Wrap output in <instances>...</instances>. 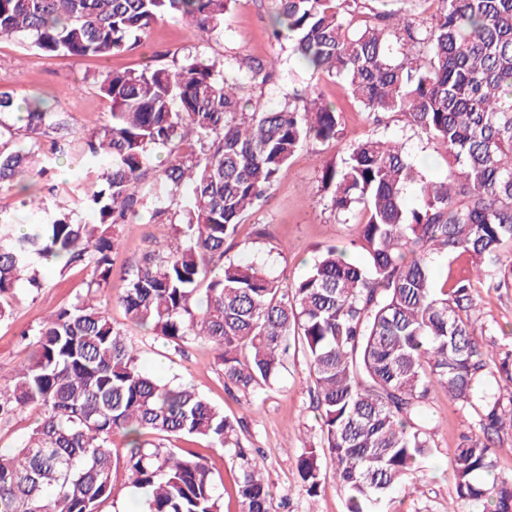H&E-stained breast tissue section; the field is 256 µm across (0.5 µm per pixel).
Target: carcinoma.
Returning <instances> with one entry per match:
<instances>
[{
    "label": "carcinoma",
    "instance_id": "carcinoma-1",
    "mask_svg": "<svg viewBox=\"0 0 512 512\" xmlns=\"http://www.w3.org/2000/svg\"><path fill=\"white\" fill-rule=\"evenodd\" d=\"M237 2L0 0V39L108 59L166 17L188 21L207 41ZM405 2L275 0L270 36L288 41L311 82L273 109L245 111L242 86L199 53L97 73L112 122L87 137L74 136L44 101L20 105L0 89V185L17 188L37 217L16 224L0 213V320L18 285L44 288L43 267L88 270L87 297L32 330L31 352L0 384V424L38 410L27 437L0 449V512H100L112 499L118 432L141 512H222L205 458L167 447L171 437L233 452L240 512H277L233 420L191 387L146 372L102 306L120 228L144 215L168 221L176 243H156L123 279L119 301L131 324L177 345L206 341L224 383L245 398L279 380L290 349L307 358L322 432L321 446L297 460L309 497L325 492L327 460L346 512H379L434 453L425 415L436 387L473 410L484 433L512 429V396L487 385L493 359L471 319L477 285L512 279V0H414L413 14ZM251 69L262 84L277 73L273 61ZM323 77L339 80L372 123L400 117L439 146L448 180L426 179L404 143L370 134L321 177L343 223L360 214L354 245L363 261L328 246L303 275L283 281L224 260L225 243L296 152L341 139V109L312 83ZM49 128L56 137L47 144ZM75 150L103 162L96 189L73 208L53 209L38 185ZM158 150L167 158L153 168ZM149 172L153 191L144 194ZM464 253L479 259L475 277L436 283L430 262ZM495 468L489 443L462 434L457 499L512 512V478Z\"/></svg>",
    "mask_w": 512,
    "mask_h": 512
}]
</instances>
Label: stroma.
Wrapping results in <instances>:
<instances>
[{"mask_svg":"<svg viewBox=\"0 0 512 512\" xmlns=\"http://www.w3.org/2000/svg\"><path fill=\"white\" fill-rule=\"evenodd\" d=\"M273 0H239L224 23L221 36L199 42L192 26L179 18H165L154 24L140 47L106 60L49 56L8 38L0 40V87L13 90L17 99L40 98L52 111L62 113L71 131L88 134L111 120V103L96 87L93 77L103 68H140L149 60L171 62L188 50L199 49L217 66H233L247 98L264 106L284 103L292 91L289 74L296 65L288 56L287 44L268 37ZM278 57L281 66L276 79L255 84L247 67L254 59ZM321 92L327 101L343 111L342 142L304 145L281 170L266 205L250 212L237 239L228 246L226 257L235 262L264 265L274 275L292 279L302 275L318 247L333 245L349 257H359L352 248L351 225L342 223L321 188L326 166L340 163L348 143L373 131L362 109L351 103L334 79H323ZM380 136L406 142L414 161L430 177L443 179L448 168L436 145L414 135L402 121L380 127ZM168 225L140 220L122 228V242L113 256L112 285L120 287L129 269L155 242L170 240ZM46 288L38 294L18 289L10 302V314L0 321V379L9 380L30 351L26 333L52 311L70 306L86 292L88 273L74 267L58 272L45 270ZM475 319L484 333L481 345L495 357L512 352V287L484 286L476 293ZM105 309L113 324L125 330L139 352L142 367L157 378L183 381L240 425L238 437L249 448L259 449L275 499H287L289 512H345V497L334 479L333 467H326V491L310 498L297 474L295 462L304 448L320 442V420L310 396L313 385L304 355L288 356L282 377L274 389L245 399L224 385V371L210 345L203 341L176 349L164 337L130 326L122 305L110 299ZM435 426L434 455L410 475L405 489L392 495L389 512H448L457 506L453 483L456 448L462 433L475 429L476 420L465 408L449 401L440 389L431 394L428 408ZM195 451L206 456L209 466L224 484V512H239L235 496L238 462L221 448L194 443Z\"/></svg>","mask_w":512,"mask_h":512,"instance_id":"stroma-1","label":"stroma"}]
</instances>
